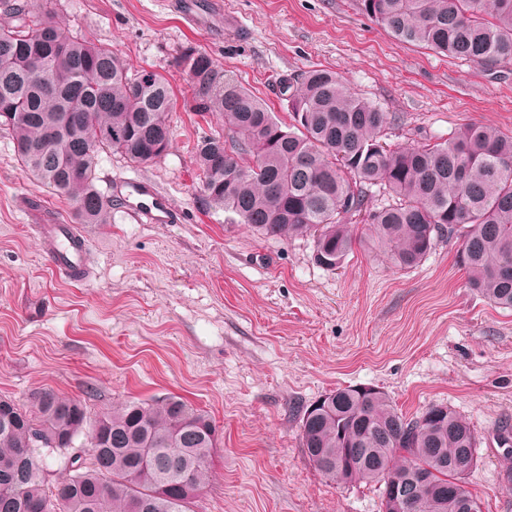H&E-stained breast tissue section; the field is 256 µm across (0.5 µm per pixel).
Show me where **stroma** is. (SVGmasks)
I'll use <instances>...</instances> for the list:
<instances>
[{"mask_svg": "<svg viewBox=\"0 0 512 512\" xmlns=\"http://www.w3.org/2000/svg\"><path fill=\"white\" fill-rule=\"evenodd\" d=\"M210 2L193 0L190 23L159 0H53L60 25L168 80L172 141L147 166L102 155L112 221L88 225L95 274L71 285L29 230L70 218L71 203L25 178L0 128V397L91 392L95 413L177 395L209 411L219 427L213 478L190 512H381L377 487L327 481L299 443L303 407L338 388H374L409 416L439 403L466 418L480 441L467 485L483 512H512L501 484L512 453L496 430L512 418V310L468 288L454 239L399 270L356 224L352 252L328 271L311 238H262L238 224L206 196L192 153L224 122L192 111L177 60L189 47L207 51L282 118L283 76L335 71L400 115L393 144L444 139L473 122L512 135V64L483 72L400 43L349 0H224L220 14ZM134 176L153 180L181 223L131 222L112 192Z\"/></svg>", "mask_w": 512, "mask_h": 512, "instance_id": "1", "label": "stroma"}]
</instances>
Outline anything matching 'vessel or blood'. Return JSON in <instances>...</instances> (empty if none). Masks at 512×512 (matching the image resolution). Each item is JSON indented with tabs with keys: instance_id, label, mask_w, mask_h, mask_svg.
<instances>
[{
	"instance_id": "vessel-or-blood-1",
	"label": "vessel or blood",
	"mask_w": 512,
	"mask_h": 512,
	"mask_svg": "<svg viewBox=\"0 0 512 512\" xmlns=\"http://www.w3.org/2000/svg\"><path fill=\"white\" fill-rule=\"evenodd\" d=\"M117 191L125 196V212L136 223L178 224L182 221L180 211L148 178L125 180ZM36 242L47 266L56 277L72 283H84L92 278L91 239L78 226L68 222L40 225Z\"/></svg>"
}]
</instances>
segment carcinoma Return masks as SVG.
Returning a JSON list of instances; mask_svg holds the SVG:
<instances>
[{
	"mask_svg": "<svg viewBox=\"0 0 512 512\" xmlns=\"http://www.w3.org/2000/svg\"><path fill=\"white\" fill-rule=\"evenodd\" d=\"M0 126L10 131L27 179L73 202L74 224L112 223V201L96 185L101 153L149 165L168 151L175 97L160 73L128 74L121 53L54 21L49 0H0ZM353 8L397 40L480 70L512 62V0H351ZM65 56L53 55L55 46ZM197 112H220L227 137L194 146L210 200L263 237L310 236L326 270L345 261L349 225L364 214L369 242L391 263L419 265L448 236L467 284L512 309V135L466 124L434 144L386 142L395 120L350 92L333 71L312 68L280 80L290 122L278 120L248 88L224 77L212 56L183 51ZM29 67L44 79L28 80ZM66 163L45 154L60 117ZM248 153V174L224 176ZM395 203L368 208L374 193ZM91 418L86 400L50 390L28 405L0 397V512H185L210 475L218 429L209 414L179 396L130 400ZM90 442V460L61 459L62 478L44 480V452ZM300 444L337 484L406 478L411 512H481L460 466L477 463L479 439L443 404L407 418L368 387L329 392L303 410ZM154 475L137 479L146 451ZM425 476V489L416 485Z\"/></svg>",
	"mask_w": 512,
	"mask_h": 512,
	"instance_id": "1",
	"label": "carcinoma"
}]
</instances>
